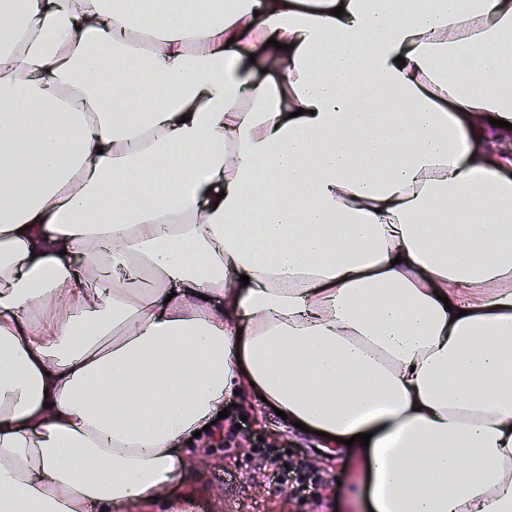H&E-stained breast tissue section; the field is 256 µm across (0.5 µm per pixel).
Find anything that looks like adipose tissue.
I'll list each match as a JSON object with an SVG mask.
<instances>
[{
	"mask_svg": "<svg viewBox=\"0 0 512 512\" xmlns=\"http://www.w3.org/2000/svg\"><path fill=\"white\" fill-rule=\"evenodd\" d=\"M0 28V512H147L240 389L369 434L373 512H512V0Z\"/></svg>",
	"mask_w": 512,
	"mask_h": 512,
	"instance_id": "obj_1",
	"label": "adipose tissue"
}]
</instances>
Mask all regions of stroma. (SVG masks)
<instances>
[{
    "label": "stroma",
    "instance_id": "35a3bbf8",
    "mask_svg": "<svg viewBox=\"0 0 512 512\" xmlns=\"http://www.w3.org/2000/svg\"><path fill=\"white\" fill-rule=\"evenodd\" d=\"M227 402L229 415L191 443L204 464L193 465L187 484L171 487L167 503L156 505L155 512H367L359 446L326 448L288 426L254 394L234 395ZM286 449L292 460L310 466L319 504L302 501L293 488L261 469L258 451Z\"/></svg>",
    "mask_w": 512,
    "mask_h": 512
}]
</instances>
